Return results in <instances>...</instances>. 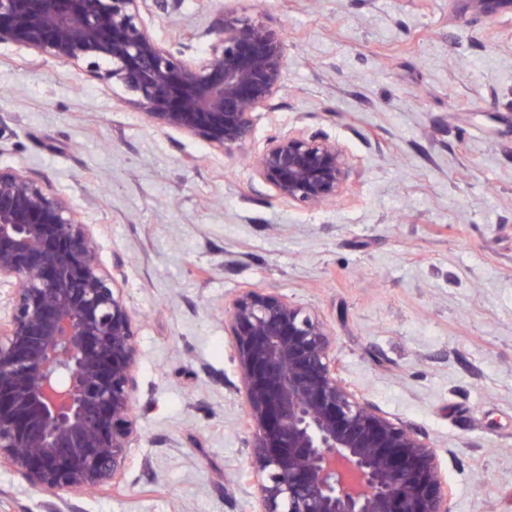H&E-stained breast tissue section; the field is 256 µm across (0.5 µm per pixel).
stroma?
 <instances>
[{
	"label": "stroma",
	"instance_id": "obj_1",
	"mask_svg": "<svg viewBox=\"0 0 512 512\" xmlns=\"http://www.w3.org/2000/svg\"><path fill=\"white\" fill-rule=\"evenodd\" d=\"M160 41L202 58L225 14L283 27L288 62L234 156L148 124L85 64L0 45V168L91 229L132 314L137 440L71 512H256L224 309L275 292L334 334L341 376L436 449L449 512H512V6L477 0H165ZM340 143L354 195L283 203L251 157ZM51 498L0 468V512Z\"/></svg>",
	"mask_w": 512,
	"mask_h": 512
}]
</instances>
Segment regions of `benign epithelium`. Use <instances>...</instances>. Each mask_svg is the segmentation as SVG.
<instances>
[{
  "instance_id": "7a95c632",
  "label": "benign epithelium",
  "mask_w": 512,
  "mask_h": 512,
  "mask_svg": "<svg viewBox=\"0 0 512 512\" xmlns=\"http://www.w3.org/2000/svg\"><path fill=\"white\" fill-rule=\"evenodd\" d=\"M164 0H0V43L83 62L135 96L146 120L231 156L255 134L287 64L284 30L223 18L200 59L158 41L145 16ZM112 64L102 69V63ZM258 179L291 205L342 197L356 173L316 133L267 138ZM0 466L54 496L120 479L137 437L132 315L63 196L0 169ZM259 512H448L437 453L336 371L333 334L314 313L246 289L225 308Z\"/></svg>"
}]
</instances>
